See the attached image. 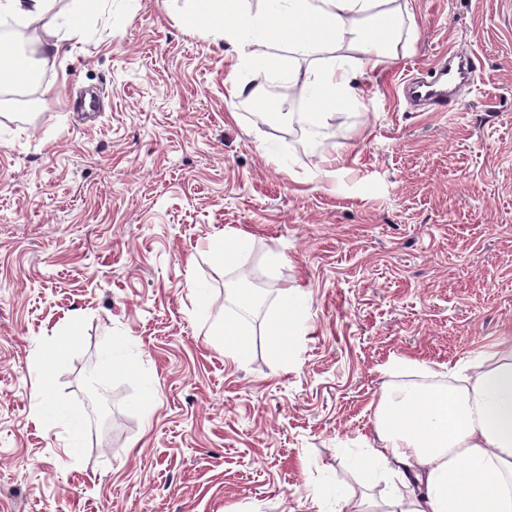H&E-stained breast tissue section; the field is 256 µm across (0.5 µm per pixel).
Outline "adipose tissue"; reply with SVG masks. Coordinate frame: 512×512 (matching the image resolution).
<instances>
[{"label":"adipose tissue","mask_w":512,"mask_h":512,"mask_svg":"<svg viewBox=\"0 0 512 512\" xmlns=\"http://www.w3.org/2000/svg\"><path fill=\"white\" fill-rule=\"evenodd\" d=\"M0 0V20L41 25L44 68L61 41H82L99 0ZM183 12L233 51L234 65L262 57L316 104L313 125L340 105L362 106L357 83L408 51L403 0H183ZM65 14L61 25L48 16ZM449 383H404L380 399L373 440L358 463L392 477L386 501L352 497L347 512H512V343L450 370Z\"/></svg>","instance_id":"1"}]
</instances>
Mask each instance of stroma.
<instances>
[{
    "label": "stroma",
    "mask_w": 512,
    "mask_h": 512,
    "mask_svg": "<svg viewBox=\"0 0 512 512\" xmlns=\"http://www.w3.org/2000/svg\"><path fill=\"white\" fill-rule=\"evenodd\" d=\"M419 37L326 125L252 109L224 43L167 0H106L0 101V512H340L392 386L512 342V0H410ZM452 46L477 81L421 112ZM53 94H45L46 85ZM95 89L104 110L68 107ZM331 141L320 176L314 140ZM247 246L220 266L217 243ZM261 313L210 331L243 268ZM308 303L269 349L284 292ZM68 341L64 361L43 349ZM63 405V428L41 403ZM458 59L463 69L451 70L449 63ZM475 55L466 48L453 46L441 53L429 66L430 79L408 81L404 86L407 100L427 112H447L448 100L457 87L474 82L477 75ZM461 72V74H458ZM210 335L216 344L224 346V354L235 363L247 359L248 349L239 336H244L242 319L239 315H226L224 322L215 326Z\"/></svg>",
    "instance_id": "1"
}]
</instances>
